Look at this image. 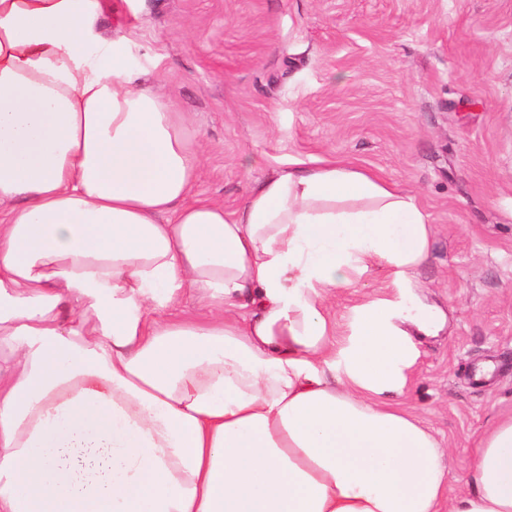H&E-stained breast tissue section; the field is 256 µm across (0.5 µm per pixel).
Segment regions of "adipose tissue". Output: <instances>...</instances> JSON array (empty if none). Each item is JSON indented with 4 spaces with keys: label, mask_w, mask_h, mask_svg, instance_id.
<instances>
[{
    "label": "adipose tissue",
    "mask_w": 512,
    "mask_h": 512,
    "mask_svg": "<svg viewBox=\"0 0 512 512\" xmlns=\"http://www.w3.org/2000/svg\"><path fill=\"white\" fill-rule=\"evenodd\" d=\"M111 3L0 0V512H512V416L452 495L386 402L445 320L404 306L413 198L331 161L193 199L171 100L99 46ZM386 284V272L382 269H373L362 278L358 288H336V293L330 297V305L339 316L357 303L363 294L379 291L385 288Z\"/></svg>",
    "instance_id": "obj_1"
}]
</instances>
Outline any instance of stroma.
<instances>
[{
  "label": "stroma",
  "mask_w": 512,
  "mask_h": 512,
  "mask_svg": "<svg viewBox=\"0 0 512 512\" xmlns=\"http://www.w3.org/2000/svg\"><path fill=\"white\" fill-rule=\"evenodd\" d=\"M104 38L186 118L193 194L233 213L273 173L336 161L432 226L417 291L448 318L391 397L463 488L512 415V0H124Z\"/></svg>",
  "instance_id": "stroma-1"
}]
</instances>
